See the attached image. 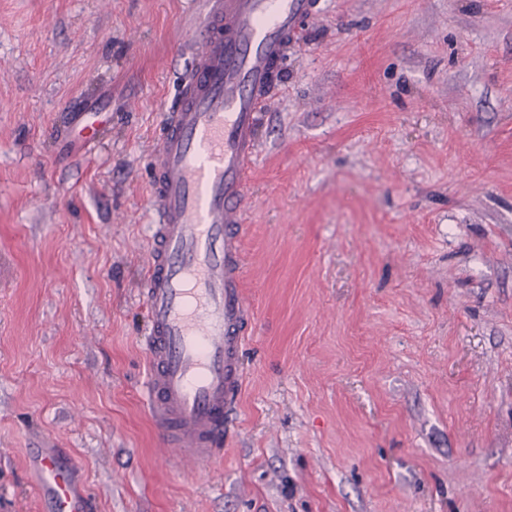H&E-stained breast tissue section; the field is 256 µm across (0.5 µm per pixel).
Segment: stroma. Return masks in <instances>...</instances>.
I'll return each instance as SVG.
<instances>
[{
	"label": "stroma",
	"instance_id": "stroma-1",
	"mask_svg": "<svg viewBox=\"0 0 512 512\" xmlns=\"http://www.w3.org/2000/svg\"><path fill=\"white\" fill-rule=\"evenodd\" d=\"M204 0H0V512H512V0H320L258 130L224 458L140 401L149 170ZM100 111L73 151L69 109ZM75 111V116L79 115H92L93 117L87 120L79 129V133L81 134V141L87 153L91 152L93 146H95L99 142V134H100V123L95 120V116L97 112H91L90 107H86L82 110ZM29 456L38 463L34 483L43 512H89L87 492L77 487L69 457L58 450L29 449Z\"/></svg>",
	"mask_w": 512,
	"mask_h": 512
}]
</instances>
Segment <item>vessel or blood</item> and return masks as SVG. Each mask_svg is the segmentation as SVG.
I'll use <instances>...</instances> for the list:
<instances>
[{
    "label": "vessel or blood",
    "instance_id": "b4317fda",
    "mask_svg": "<svg viewBox=\"0 0 512 512\" xmlns=\"http://www.w3.org/2000/svg\"><path fill=\"white\" fill-rule=\"evenodd\" d=\"M187 30L193 65L167 108L151 156L156 221L139 293L147 310L149 371L141 401L162 443L207 467L222 452L242 387L251 324L243 290V204L256 135L272 96L270 72L315 0H207ZM42 512H89L69 457L33 448Z\"/></svg>",
    "mask_w": 512,
    "mask_h": 512
}]
</instances>
